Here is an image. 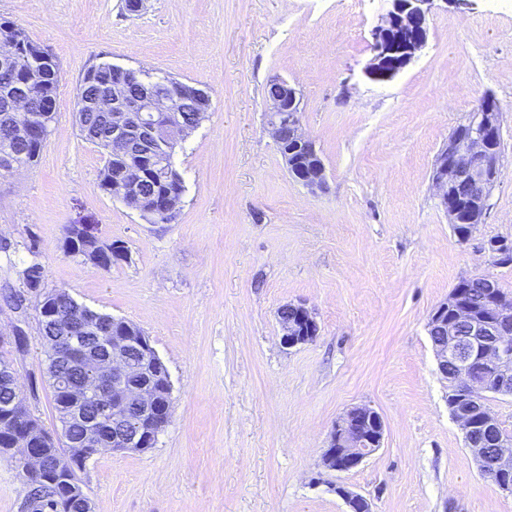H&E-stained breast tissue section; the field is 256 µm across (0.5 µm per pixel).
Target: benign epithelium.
Wrapping results in <instances>:
<instances>
[{
  "label": "benign epithelium",
  "instance_id": "1",
  "mask_svg": "<svg viewBox=\"0 0 512 512\" xmlns=\"http://www.w3.org/2000/svg\"><path fill=\"white\" fill-rule=\"evenodd\" d=\"M435 0H392V9L382 23L371 32V74L379 79H390L407 67L426 45L428 22ZM22 56L20 45L13 39H0V64L12 67ZM35 79L17 87L6 99L5 111L10 113L15 132L28 136L34 129ZM271 82L280 88V95L267 100L268 127L277 146L284 140L300 145L310 143L300 120V98L288 80L275 76ZM186 95L185 83L174 80L164 96L155 93L148 83L139 84V92L130 96L126 85L115 84L111 92L93 100L81 99L75 111L112 113L110 138L112 147L119 154L137 152V155L154 163L172 155L179 144L188 137L189 128L177 104ZM490 96L472 112L468 123L459 127L448 139V144L437 154L433 164L432 186L440 206L452 224H479L484 216L482 204L487 202L491 190L501 176L500 138L502 127L499 109L487 105ZM302 169L305 174L299 182L312 191L325 186V166L316 151L304 154ZM142 171L132 165L118 169L107 183V193L134 210L144 208L147 201L139 194ZM181 192H170L163 203L150 208L164 222L172 221ZM488 307L495 310L497 319L483 320L468 306L454 308L453 320H448L450 297L438 305L429 319V327L439 328L444 335L438 337L433 350L438 370L448 380V386L472 395L469 405L459 408L452 417L463 431L465 442L481 473L487 477L512 473V454L500 453L493 463L475 448L478 433L487 434L499 426L486 402V387L481 375L496 378V394L512 396V302L501 297L493 284H488L485 298ZM69 334L52 352L68 357L76 347L80 334L88 329V320L72 316L65 318ZM277 321L283 345L292 348L312 341L318 324L312 313L302 304H286L277 311ZM151 341L140 332L135 336L112 337V352L105 358L88 360L85 377L81 381H55L67 390L74 402L87 399L98 402L101 413L112 415V422L124 420L129 410L137 412L136 423L112 436V451L138 452L154 446L163 425L154 427V433L144 432L143 423L156 402L159 389L150 385L135 388L129 380L141 372L139 365L129 357L132 350L144 352ZM98 421L88 423L83 440L84 448L76 453L68 450L61 457L67 463L64 478L69 492L61 495L56 484L46 475L56 469L55 462L47 459L38 449L30 447L27 428L12 430L11 447L20 461L25 463L24 480L27 492L21 502L20 512H34L39 499L32 490L43 487L49 490L55 512H94L93 502L84 491L77 471L80 461L89 453H99L97 444ZM383 421L373 408L358 405L350 408L336 422L325 457L333 463L332 470L347 472L359 466L364 459L382 447ZM336 494L347 504L348 512H371L368 501L342 486Z\"/></svg>",
  "mask_w": 512,
  "mask_h": 512
}]
</instances>
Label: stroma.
<instances>
[{"label":"stroma","mask_w":512,"mask_h":512,"mask_svg":"<svg viewBox=\"0 0 512 512\" xmlns=\"http://www.w3.org/2000/svg\"><path fill=\"white\" fill-rule=\"evenodd\" d=\"M0 0L60 68L57 112L37 163L0 175V359L30 408L56 430L39 334L45 289L150 337L171 383L170 419L153 448L101 452L79 477L95 512H346L341 484L373 512H512L486 480L448 410L427 324L464 279L512 294V9L436 0L426 46L387 82L369 74L371 31L391 0ZM108 63L207 91L210 110L180 144L185 191L154 224L100 187L106 155L73 116L85 73ZM301 93L303 130L325 165L313 192L288 173L264 119L273 76ZM500 107L501 177L481 224L459 239L432 188L434 159L480 99ZM84 224L122 241L127 259L99 269L67 253ZM25 293L17 316L5 295ZM311 308L313 342L281 343L276 313ZM25 353L5 338L14 324ZM374 408L382 447L357 468L322 454L352 406Z\"/></svg>","instance_id":"35a3bbf8"}]
</instances>
